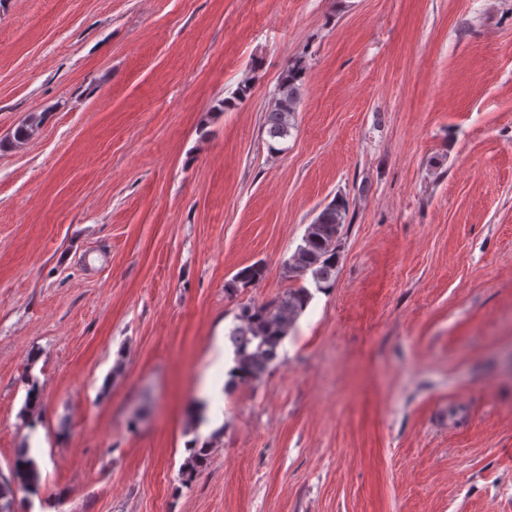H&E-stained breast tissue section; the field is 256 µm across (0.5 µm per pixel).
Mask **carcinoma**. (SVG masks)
I'll return each instance as SVG.
<instances>
[{
    "label": "carcinoma",
    "mask_w": 512,
    "mask_h": 512,
    "mask_svg": "<svg viewBox=\"0 0 512 512\" xmlns=\"http://www.w3.org/2000/svg\"><path fill=\"white\" fill-rule=\"evenodd\" d=\"M305 84V69L290 64L283 72L273 105L265 113L263 125L272 141L282 140L297 125V112ZM42 116L33 114L22 123L12 137L0 140V148L13 147L32 138L38 131ZM348 205L337 199L323 207L308 225L302 242L282 263L284 276L290 281L310 277L317 290L331 286L336 278L337 247L347 219ZM265 276V267L255 263L241 268L228 283L227 291L235 293L251 288ZM309 287L300 285L284 289L275 298L261 304L247 303L239 307L237 324L229 331L235 367L229 372L227 386L249 384L260 380L278 359L284 338L312 300ZM43 391L33 377H27V391L22 422L34 427L33 416L39 412ZM211 449L194 448L182 467V480L191 481L205 470ZM41 484L39 465L26 445L16 449L10 475L0 477V512H15L16 494H35Z\"/></svg>",
    "instance_id": "1"
}]
</instances>
